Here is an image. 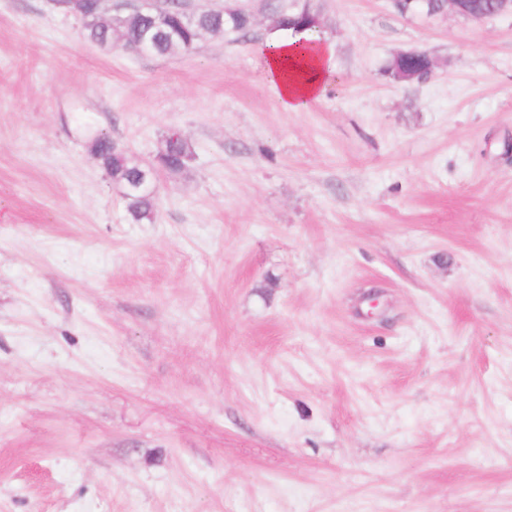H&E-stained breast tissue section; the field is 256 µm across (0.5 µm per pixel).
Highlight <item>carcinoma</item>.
I'll return each mask as SVG.
<instances>
[{"instance_id":"cac0c4a2","label":"carcinoma","mask_w":512,"mask_h":512,"mask_svg":"<svg viewBox=\"0 0 512 512\" xmlns=\"http://www.w3.org/2000/svg\"><path fill=\"white\" fill-rule=\"evenodd\" d=\"M64 13L79 20L87 40L110 47L119 39L126 50L142 47L152 57L182 55L194 50L206 32L245 34L253 24L252 16L238 8L226 7L224 13L217 14L189 9L180 0H158L157 8L149 13L122 9L106 20L98 16V0H69ZM269 21L273 30L294 36L319 31L322 25L318 10L308 0L293 11L274 6ZM86 139L89 150L97 154L100 166L120 192L128 221L134 224L153 222L157 173L180 174L188 168L192 156L186 140L168 137L149 166L118 149L101 130L89 129Z\"/></svg>"}]
</instances>
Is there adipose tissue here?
Instances as JSON below:
<instances>
[{
    "mask_svg": "<svg viewBox=\"0 0 512 512\" xmlns=\"http://www.w3.org/2000/svg\"><path fill=\"white\" fill-rule=\"evenodd\" d=\"M273 45L264 56L267 81L276 87L284 110L308 109L321 98L335 70L333 42L318 35L305 50L291 38L275 39Z\"/></svg>",
    "mask_w": 512,
    "mask_h": 512,
    "instance_id": "adipose-tissue-1",
    "label": "adipose tissue"
}]
</instances>
